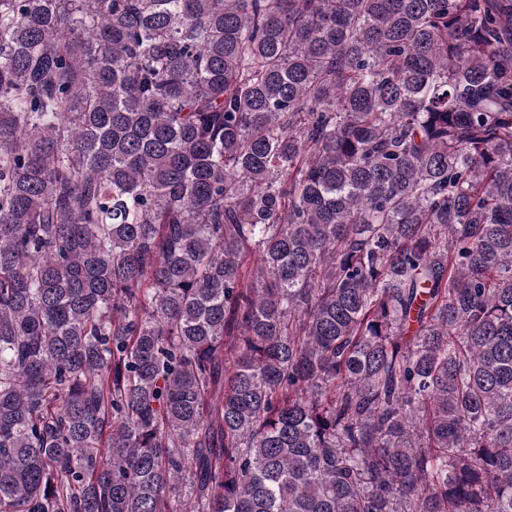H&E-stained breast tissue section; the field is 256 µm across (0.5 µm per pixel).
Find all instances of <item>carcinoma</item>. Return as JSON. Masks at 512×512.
Listing matches in <instances>:
<instances>
[{
  "label": "carcinoma",
  "mask_w": 512,
  "mask_h": 512,
  "mask_svg": "<svg viewBox=\"0 0 512 512\" xmlns=\"http://www.w3.org/2000/svg\"><path fill=\"white\" fill-rule=\"evenodd\" d=\"M512 512V0H0V512Z\"/></svg>",
  "instance_id": "cac0c4a2"
}]
</instances>
